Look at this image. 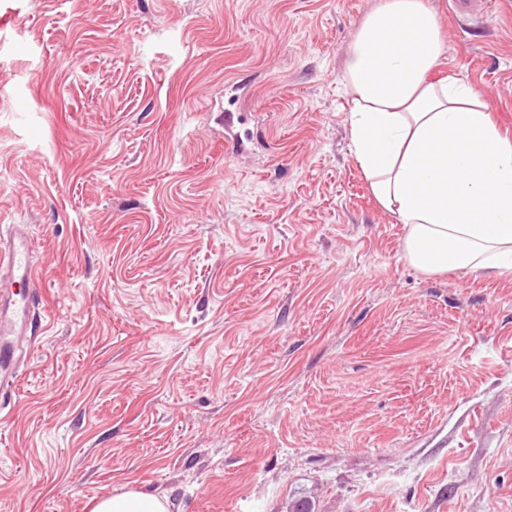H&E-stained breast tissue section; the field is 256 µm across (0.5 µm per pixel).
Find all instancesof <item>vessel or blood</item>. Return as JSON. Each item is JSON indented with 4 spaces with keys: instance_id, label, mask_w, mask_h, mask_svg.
<instances>
[{
    "instance_id": "obj_1",
    "label": "vessel or blood",
    "mask_w": 512,
    "mask_h": 512,
    "mask_svg": "<svg viewBox=\"0 0 512 512\" xmlns=\"http://www.w3.org/2000/svg\"><path fill=\"white\" fill-rule=\"evenodd\" d=\"M43 303L34 247L26 225L0 237V389L14 388L32 357L31 323Z\"/></svg>"
}]
</instances>
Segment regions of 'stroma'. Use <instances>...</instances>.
<instances>
[{"instance_id": "obj_1", "label": "stroma", "mask_w": 512, "mask_h": 512, "mask_svg": "<svg viewBox=\"0 0 512 512\" xmlns=\"http://www.w3.org/2000/svg\"><path fill=\"white\" fill-rule=\"evenodd\" d=\"M376 4L0 0V226L44 286L0 512H512V274L412 268L350 150ZM429 5L512 134V7ZM92 512H168V507L155 496L128 491L98 501Z\"/></svg>"}]
</instances>
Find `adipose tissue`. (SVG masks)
I'll return each mask as SVG.
<instances>
[{"mask_svg": "<svg viewBox=\"0 0 512 512\" xmlns=\"http://www.w3.org/2000/svg\"><path fill=\"white\" fill-rule=\"evenodd\" d=\"M443 53L426 0H379L342 74L352 153L410 265L512 274V136L469 83L433 78Z\"/></svg>", "mask_w": 512, "mask_h": 512, "instance_id": "ef3b65f1", "label": "adipose tissue"}]
</instances>
